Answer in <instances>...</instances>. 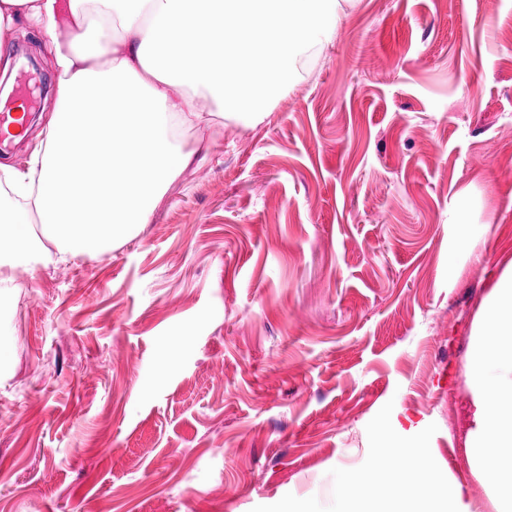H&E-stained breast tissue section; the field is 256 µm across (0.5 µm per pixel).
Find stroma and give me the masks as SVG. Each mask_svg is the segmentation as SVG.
I'll return each mask as SVG.
<instances>
[{"label": "stroma", "instance_id": "obj_1", "mask_svg": "<svg viewBox=\"0 0 512 512\" xmlns=\"http://www.w3.org/2000/svg\"><path fill=\"white\" fill-rule=\"evenodd\" d=\"M511 263L512 0H356L134 239L0 288V512H334L412 440L493 512L469 333Z\"/></svg>", "mask_w": 512, "mask_h": 512}]
</instances>
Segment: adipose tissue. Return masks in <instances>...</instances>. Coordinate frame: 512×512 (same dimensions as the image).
<instances>
[{
	"label": "adipose tissue",
	"mask_w": 512,
	"mask_h": 512,
	"mask_svg": "<svg viewBox=\"0 0 512 512\" xmlns=\"http://www.w3.org/2000/svg\"><path fill=\"white\" fill-rule=\"evenodd\" d=\"M353 0H0V83L18 67L19 19L48 38L54 96L26 168L0 164V283L39 266L93 257L133 239L225 122L256 127L287 91L299 59L323 52ZM472 474L495 469L494 512H512V265L471 329ZM409 497L370 496L371 472L345 476L339 512H478L456 476L428 481L432 453L403 448Z\"/></svg>",
	"instance_id": "obj_1"
}]
</instances>
